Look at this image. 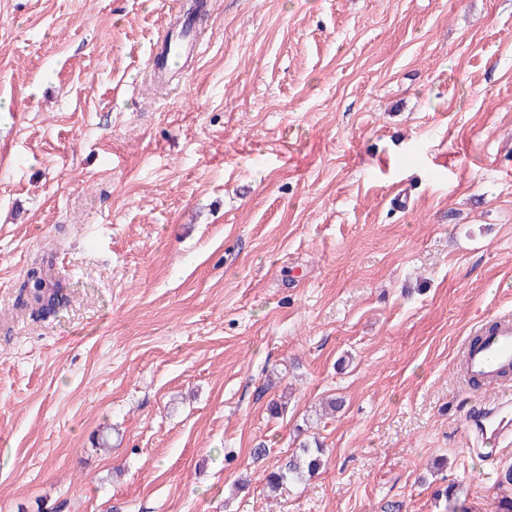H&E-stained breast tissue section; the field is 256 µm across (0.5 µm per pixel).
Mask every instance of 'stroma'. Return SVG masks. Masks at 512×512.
I'll list each match as a JSON object with an SVG mask.
<instances>
[{
  "mask_svg": "<svg viewBox=\"0 0 512 512\" xmlns=\"http://www.w3.org/2000/svg\"><path fill=\"white\" fill-rule=\"evenodd\" d=\"M190 2L0 0V512H500L456 357L512 314V0H205L159 81ZM22 291L32 313L42 320L55 316L70 301L67 288L56 279L51 268L43 263L30 264L25 272ZM314 447L311 444L305 442L301 445V455L307 460L306 469L300 466V463L293 459H290L284 466H280L277 471H273L268 476V482L272 488H277L286 483L301 481L308 476L316 474L321 465V455L323 449L318 440L313 439Z\"/></svg>",
  "mask_w": 512,
  "mask_h": 512,
  "instance_id": "obj_1",
  "label": "stroma"
}]
</instances>
